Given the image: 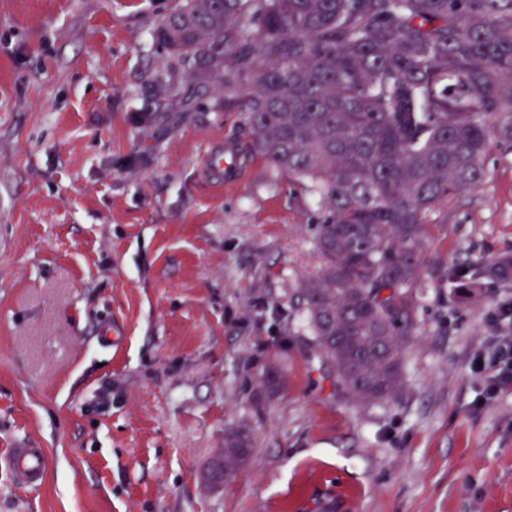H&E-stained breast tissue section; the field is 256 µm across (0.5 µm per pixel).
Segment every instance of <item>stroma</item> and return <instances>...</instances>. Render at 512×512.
I'll list each match as a JSON object with an SVG mask.
<instances>
[{
	"instance_id": "stroma-1",
	"label": "stroma",
	"mask_w": 512,
	"mask_h": 512,
	"mask_svg": "<svg viewBox=\"0 0 512 512\" xmlns=\"http://www.w3.org/2000/svg\"><path fill=\"white\" fill-rule=\"evenodd\" d=\"M177 4L0 0V512H512V389L484 399L472 365L512 285L448 278L512 254V148L429 216L399 396L350 402L289 299L324 214L159 43ZM237 427L251 454L211 487ZM19 441L47 451L40 486L12 481Z\"/></svg>"
}]
</instances>
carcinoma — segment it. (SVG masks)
I'll return each instance as SVG.
<instances>
[{
	"instance_id": "obj_1",
	"label": "carcinoma",
	"mask_w": 512,
	"mask_h": 512,
	"mask_svg": "<svg viewBox=\"0 0 512 512\" xmlns=\"http://www.w3.org/2000/svg\"><path fill=\"white\" fill-rule=\"evenodd\" d=\"M243 112L251 151L325 212L292 301L348 397H397L418 328L431 211L512 143V0H183L156 33ZM512 283V257L471 282ZM249 433L224 435V480Z\"/></svg>"
}]
</instances>
